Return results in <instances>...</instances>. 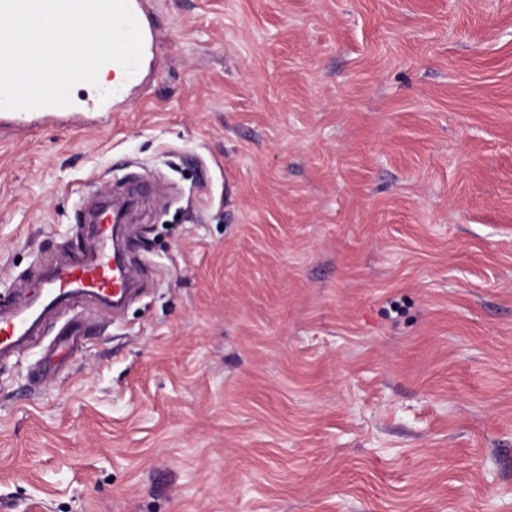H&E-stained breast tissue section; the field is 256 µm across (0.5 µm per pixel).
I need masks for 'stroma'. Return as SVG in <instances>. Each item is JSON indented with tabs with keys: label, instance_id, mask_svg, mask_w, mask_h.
Listing matches in <instances>:
<instances>
[{
	"label": "stroma",
	"instance_id": "35a3bbf8",
	"mask_svg": "<svg viewBox=\"0 0 512 512\" xmlns=\"http://www.w3.org/2000/svg\"><path fill=\"white\" fill-rule=\"evenodd\" d=\"M144 8L109 126L0 123L1 307L159 189L0 360V512H512V0Z\"/></svg>",
	"mask_w": 512,
	"mask_h": 512
}]
</instances>
